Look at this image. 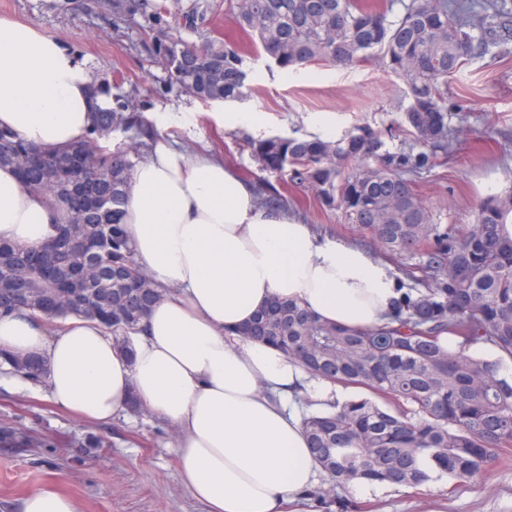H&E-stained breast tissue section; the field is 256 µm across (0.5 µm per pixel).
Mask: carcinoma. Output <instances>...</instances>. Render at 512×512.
<instances>
[{
	"label": "carcinoma",
	"mask_w": 512,
	"mask_h": 512,
	"mask_svg": "<svg viewBox=\"0 0 512 512\" xmlns=\"http://www.w3.org/2000/svg\"><path fill=\"white\" fill-rule=\"evenodd\" d=\"M224 11L285 73L320 61L381 62L406 86L402 123L418 143L442 147L453 134L448 79L476 58L508 55L499 29L512 0H408L396 17L362 0H224ZM149 37L170 88L205 102L250 97L238 42L214 36L196 44L157 15ZM117 128L134 135L114 149ZM157 136L122 100L92 113L85 137L65 146H37L0 127V166L12 167L19 186L56 215L54 233L38 246L0 241V316L97 320L123 349L125 337L144 331L164 289L138 262L123 215L136 160ZM249 147L262 171L342 210L380 257L425 258L397 265L414 286L381 325L345 328L279 299L240 331L250 339L259 330L314 378L369 392L304 418L327 496L359 481L418 489L436 476L450 484L481 478L512 449V380L502 374L512 362V191L483 198L472 224L444 227L413 188L431 156L392 151L367 126L339 139L276 135ZM349 162L362 167L347 173ZM100 197L111 200L108 210L95 206ZM104 237L105 251L73 279L65 265L81 264L78 246ZM11 290L22 291V304L12 303ZM478 346L492 354L471 353ZM0 365L35 383L46 374L41 358L3 349ZM17 441L34 444L0 427V443Z\"/></svg>",
	"instance_id": "1"
}]
</instances>
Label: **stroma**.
Wrapping results in <instances>:
<instances>
[{
  "label": "stroma",
  "mask_w": 512,
  "mask_h": 512,
  "mask_svg": "<svg viewBox=\"0 0 512 512\" xmlns=\"http://www.w3.org/2000/svg\"><path fill=\"white\" fill-rule=\"evenodd\" d=\"M112 3L0 0V18L62 40L86 61L93 80L109 79L113 98L132 101L162 139L187 150L208 148L266 195L286 197L289 210L317 230L372 250L371 238L355 232L341 211L324 209L310 190L260 171L247 142L271 135L336 138L366 125L390 148L408 147L414 138L400 125L407 99L399 78L375 62L312 64L287 75L256 57L249 62L251 97L219 106L168 88L163 67L144 44L150 16L136 9L116 20ZM166 5L169 22L204 8L194 28H181L187 40L198 43L208 33L246 40L225 14L224 0ZM506 46L507 57L474 59L448 82V103L463 120L452 145L437 152L434 166L414 185L435 223L472 224L481 199L512 189V31ZM165 112L182 119L163 122ZM230 112H254L258 120L235 125L226 119ZM13 380L0 368V425L14 424L42 444H0V512H19L24 496L46 484L74 498L81 512H204L180 479L172 426L144 411L91 424L46 401L42 387L20 391ZM339 495L368 505L369 512H512V458L473 482L452 485L442 476L417 489L373 484Z\"/></svg>",
  "instance_id": "35a3bbf8"
}]
</instances>
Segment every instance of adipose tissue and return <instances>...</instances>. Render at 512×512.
<instances>
[{"mask_svg":"<svg viewBox=\"0 0 512 512\" xmlns=\"http://www.w3.org/2000/svg\"><path fill=\"white\" fill-rule=\"evenodd\" d=\"M91 83L61 41L0 18V125L40 146L78 141L94 110ZM52 222L1 167L0 239L33 246ZM124 222L139 262L172 290L145 333L121 348L95 321L52 332L13 314L0 317V348L42 358L49 399L86 420L110 421L137 402L176 427L181 479L206 512H307L320 467L301 417L278 396L331 393L234 330L275 297L345 327L379 325L399 297L392 267L262 207L223 162L162 141L133 171Z\"/></svg>","mask_w":512,"mask_h":512,"instance_id":"adipose-tissue-1","label":"adipose tissue"}]
</instances>
